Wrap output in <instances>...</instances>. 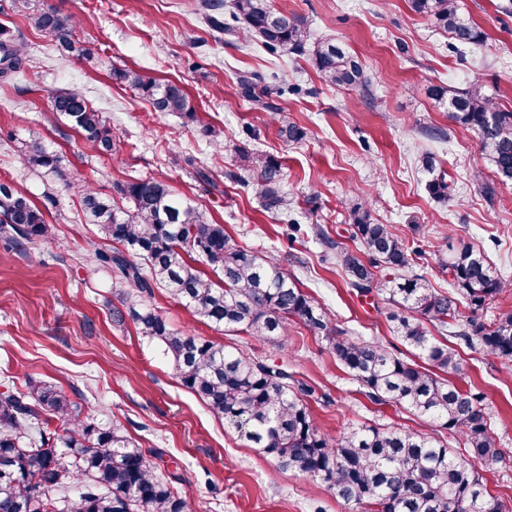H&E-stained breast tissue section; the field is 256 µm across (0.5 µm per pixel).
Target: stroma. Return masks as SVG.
<instances>
[{"label": "stroma", "instance_id": "obj_1", "mask_svg": "<svg viewBox=\"0 0 512 512\" xmlns=\"http://www.w3.org/2000/svg\"><path fill=\"white\" fill-rule=\"evenodd\" d=\"M47 2L86 19L81 36L96 45L99 61L90 66L59 55L51 38L20 13L0 11V23L27 45L23 74L0 81V180L37 203L47 192L57 198L46 214L45 243L11 247L0 241V387L20 390L27 377L42 378L62 388L83 413L120 423L196 512H344L324 486L279 469L215 417L133 322L113 323L118 299L92 257L93 248L113 244L86 223L76 187L88 184L109 195L115 183L134 177L167 178L240 246L277 258L334 323L395 346L393 305L349 288L311 227L347 240L350 210L366 200L375 222L392 225L423 249L413 271L437 291H447L448 275L434 247L449 234L484 251L493 268L512 279V186H497L494 198L486 199L473 175L488 181L493 175L477 136L449 122L430 94L437 84L464 89L477 82L512 110V17L497 12V0H461L463 14L487 38L460 52L408 0H271L277 10L308 19L311 41L332 37L362 58L370 85L365 95L326 84L308 57L271 54L259 42L245 44L212 30L204 0ZM126 66L181 83L210 134L178 114L153 111L116 84L113 68ZM245 72L283 88L281 105L305 131L300 142L284 141L267 113L240 95ZM71 88L82 90L110 122L117 136L113 154L98 153L52 112L51 95ZM32 129L63 155L75 188H63L24 162L19 143ZM244 144L281 159L287 211L264 210L252 185L233 179V148ZM425 153L452 181L447 201L427 190L429 175L420 162ZM202 167L210 182L195 179ZM294 221L300 232H290ZM151 302L173 329L287 365L295 379L328 394V401L312 406L325 433L368 422L423 427L403 409L368 401L302 325L289 324L280 348L200 322L165 289L155 290ZM449 344L462 363L455 383L484 393L502 448L512 457V372L478 348L454 338Z\"/></svg>", "mask_w": 512, "mask_h": 512}]
</instances>
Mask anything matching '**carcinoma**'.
Segmentation results:
<instances>
[{
	"instance_id": "1",
	"label": "carcinoma",
	"mask_w": 512,
	"mask_h": 512,
	"mask_svg": "<svg viewBox=\"0 0 512 512\" xmlns=\"http://www.w3.org/2000/svg\"><path fill=\"white\" fill-rule=\"evenodd\" d=\"M409 2L414 12L450 35L456 47L484 41L486 33L462 13L460 0ZM206 7L213 30L245 43L257 40L273 53L307 52L325 83L369 91L357 56L331 38L309 43L305 17L277 11L268 0H232L238 25L228 26L217 13L223 3ZM13 8L50 36L60 54L87 63L98 58L96 48L79 39L84 20L41 0H13ZM25 60L21 35L0 24V79L23 70ZM112 77L154 111L177 113L201 125L180 83H161L128 67L112 70ZM239 86L244 98L269 112L284 140L303 139L302 128L276 102L281 91H258L247 75L239 77ZM432 96L445 106L448 120L477 134L498 183L512 185V110L502 109L477 82L464 91L436 85ZM50 106L99 152L116 150L110 123L82 91L54 93ZM21 153L29 167L71 187L64 157L39 133L21 142ZM234 153L236 169L254 179L263 209H288L280 161L257 149L237 147ZM115 193L107 196L89 185L80 187L87 223L96 226L100 238L124 246L93 250L122 305L113 310L115 319L129 317L141 336L158 342L180 383L251 447L280 468L333 492L348 512H509L489 494L476 466L506 460L484 396L452 381L460 372L458 353L430 331L440 329L512 365V309H501L487 321L475 318L512 288V281L493 269L483 251L460 240L442 245L439 265L454 289L448 295L411 272L418 250L390 225L373 222L368 207L358 204L350 212L353 249L320 226L312 227L315 240L345 271L353 291L382 296L402 310L393 315V333L410 353L404 357L380 341L348 335L276 258L239 246L224 225L210 223L167 181L133 178L116 184ZM45 200L40 206L0 181V238L10 245L45 239V211L56 204L49 193ZM198 259L217 279L192 265ZM160 287L208 323L275 341L281 348L288 323H301L325 343L360 394L375 405L411 412L425 429L364 423L335 436L321 431L309 400H325L327 395H317L281 365L171 329L149 302ZM445 432L459 436V447L448 446L442 439ZM0 512H193V505L157 473L156 464L133 446L121 426L82 415L62 389L30 377L24 391L0 393Z\"/></svg>"
}]
</instances>
